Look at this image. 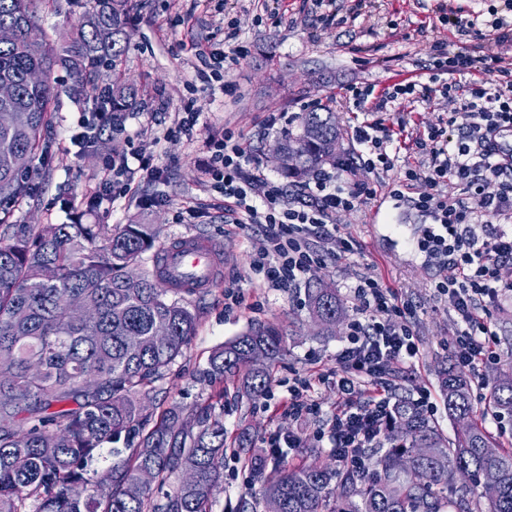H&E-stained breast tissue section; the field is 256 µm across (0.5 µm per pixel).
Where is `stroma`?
I'll list each match as a JSON object with an SVG mask.
<instances>
[{
  "label": "stroma",
  "mask_w": 512,
  "mask_h": 512,
  "mask_svg": "<svg viewBox=\"0 0 512 512\" xmlns=\"http://www.w3.org/2000/svg\"><path fill=\"white\" fill-rule=\"evenodd\" d=\"M498 2L367 0L362 6L357 0H336L335 22L322 25L314 20L313 0H229L224 6L216 0H131L129 39L119 69L136 85L141 109L127 113L122 130L113 133L110 144L79 152L71 145L70 135L79 120L93 117L97 104L65 96L58 101L48 151L38 162L39 176L31 181L33 198L12 205V223L39 229L76 220L115 228L136 222L157 224L162 239L198 233L222 250L218 282L186 299L198 314L195 336L145 401L150 413L174 402L188 409L210 403L221 414L228 434L249 428L252 443L242 461L224 462V483L213 512H239L244 501L250 505L248 512H265L248 458L275 431L301 439V447L283 451L289 463L300 464L306 459L305 448L316 444L317 428L316 422L296 420L285 409L272 407L270 398H238L231 382L209 383L202 372L215 348L248 328L277 325L287 338V349L275 373L274 393L284 396L285 381L330 368L349 333L351 321L346 318L335 335L319 334L303 305L309 286L320 281L345 298L357 277L370 275L400 289L417 310L414 331L421 342V356L410 370L396 372L392 378L395 394L413 398L425 387L439 394V372L450 361L458 317L435 290L442 267L408 247L421 221L417 212L408 211L406 224L400 226L371 222L379 203L390 199L388 176L377 183L375 199L336 218L341 232L356 242V255L328 260L294 288L256 287L250 249L256 231L225 223L224 199L206 185V138L234 131L252 153V169L281 184L285 178L269 156L284 130L270 126L269 121L281 112L301 113L307 103L321 104L336 114L341 156L352 155L356 114L372 111L377 96L400 79L428 82L424 67L433 41L443 42L452 53L463 49L473 53L482 46V39L458 35L455 28L444 25V10L453 8L465 16L484 14ZM90 9V0H50L41 21L46 39L57 44L68 41ZM228 18L236 20L247 54L231 63L224 82H203L200 59L188 47L208 40L223 49ZM353 85L372 88V97L354 103L347 92ZM188 104L199 115L193 133L161 141L151 149L152 163L161 168V177L152 179L138 171L135 195L115 203L93 199L102 166L113 150L140 147ZM448 110L443 94L431 92L389 104L384 119L391 129L403 124L415 132L437 123ZM151 196L167 197L168 206L145 207L143 198ZM230 287L241 289L246 303L228 311L224 292ZM488 320L498 335V359L484 369L490 378L498 360L512 355V298L489 305Z\"/></svg>",
  "instance_id": "35a3bbf8"
}]
</instances>
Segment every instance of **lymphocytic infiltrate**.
<instances>
[{
  "mask_svg": "<svg viewBox=\"0 0 512 512\" xmlns=\"http://www.w3.org/2000/svg\"><path fill=\"white\" fill-rule=\"evenodd\" d=\"M506 9L490 20L493 45L482 55L451 54L442 43L432 44L441 91L454 107L413 138L415 153L426 155V163L396 166L394 135L374 114L353 128L355 157L337 159L330 171L315 170L310 183L288 195L251 173L250 152L234 132L207 139L206 172L212 190L224 198L225 223L260 229L252 242L256 287L291 288L328 258L352 257L354 242L341 233L336 216L374 199L375 176L391 171L393 198L412 203L425 219L414 248L438 259L444 270L436 288L460 321L453 360L476 374L496 358L495 332L482 312L512 293V281L502 276L503 267L512 264V163H503L490 140L491 133L512 127V0ZM134 160L149 163L144 150H116L104 165L100 194L116 200L129 195ZM354 168L362 179H348ZM448 181L462 186V197L443 194ZM351 293L357 316L334 366L317 378L289 381L284 406L294 418L318 420V443L366 472L368 451L380 446L392 414L383 378L413 364L420 346L414 311L398 289L364 276ZM326 379L335 383L341 402L324 421L314 385Z\"/></svg>",
  "mask_w": 512,
  "mask_h": 512,
  "instance_id": "obj_1",
  "label": "lymphocytic infiltrate"
}]
</instances>
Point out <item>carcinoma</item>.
<instances>
[{
  "label": "carcinoma",
  "mask_w": 512,
  "mask_h": 512,
  "mask_svg": "<svg viewBox=\"0 0 512 512\" xmlns=\"http://www.w3.org/2000/svg\"><path fill=\"white\" fill-rule=\"evenodd\" d=\"M46 0H0V25L11 24L18 36L0 43V80L11 79L16 98L4 107L24 109L30 119L20 128L0 127V199L31 197L29 180L15 157L26 165L46 152V134L55 105L64 93L76 100L100 99L110 112L138 106L134 85L119 80L100 88L104 67L117 66L125 54L130 0H93L86 24L76 37L56 46L43 37L41 10ZM111 31L98 37L96 27ZM42 70L38 85L28 71ZM69 82H58L57 71ZM301 131L282 144L298 156L285 176L301 179L314 168L336 161L335 113L316 107L299 116ZM0 218V512H22L27 501L35 512H212L215 492L224 482V422L210 404L195 410L196 431L183 427L185 408L171 404L156 415L142 400L168 368L184 354L198 319L187 305L168 298L173 292L160 274L132 271L138 259L155 249V224H58L53 238L29 224ZM52 266L53 282L43 270ZM77 295L97 318L72 323L63 305ZM305 305L326 335L346 314L334 288H310ZM168 324L166 341L156 345L153 326ZM264 350L266 365L250 363L254 349ZM286 338L273 325L250 328L215 349L206 376L211 382L238 380L248 399L266 394L272 366L283 356ZM448 419L457 424L454 439L424 415L412 399L395 398L390 447L372 457V473L321 461L322 450L307 448L314 461L292 469L273 460H250L263 485L266 507L276 512H512V445L504 447L478 422L470 379L455 366L440 371ZM484 412L512 417V356L494 378ZM466 421V426L458 422ZM138 443H133L134 438ZM123 442L127 455L116 458L99 479L90 467L106 444ZM496 445L487 456L483 449ZM408 458L404 470L395 467ZM154 472V484L135 498L126 494L141 471ZM186 473L164 502L155 491ZM498 478V493L480 492L488 475Z\"/></svg>",
  "instance_id": "obj_1"
}]
</instances>
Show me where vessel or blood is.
<instances>
[{
  "mask_svg": "<svg viewBox=\"0 0 512 512\" xmlns=\"http://www.w3.org/2000/svg\"><path fill=\"white\" fill-rule=\"evenodd\" d=\"M168 274L182 288H207L218 278L220 249L199 234L179 236L166 246Z\"/></svg>",
  "mask_w": 512,
  "mask_h": 512,
  "instance_id": "1",
  "label": "vessel or blood"
}]
</instances>
